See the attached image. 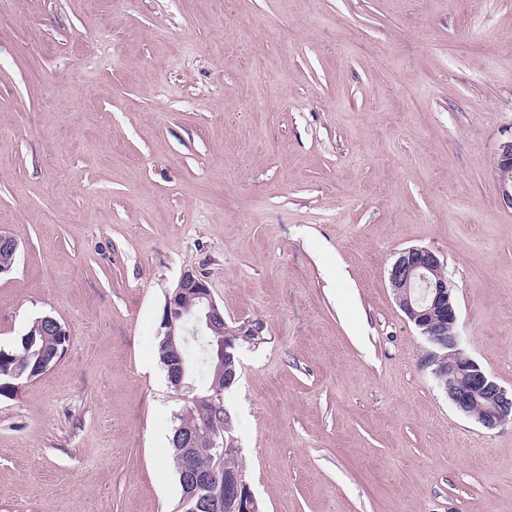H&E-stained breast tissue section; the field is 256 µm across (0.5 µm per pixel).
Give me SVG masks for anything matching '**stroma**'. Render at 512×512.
I'll list each match as a JSON object with an SVG mask.
<instances>
[{
  "mask_svg": "<svg viewBox=\"0 0 512 512\" xmlns=\"http://www.w3.org/2000/svg\"><path fill=\"white\" fill-rule=\"evenodd\" d=\"M512 0H0V512H184L165 296L262 325L224 392L261 512H512V424L458 414L388 269L444 262L512 386ZM494 173L498 182L500 201L504 207L512 209V138L500 145ZM40 318H37L28 331L20 340L9 348H1L0 352V395L14 393L15 389L7 385L13 384V379L6 373L8 369L16 365L26 366L27 369L36 368L40 361V353L43 349H53L55 346L61 347L63 336H42Z\"/></svg>",
  "mask_w": 512,
  "mask_h": 512,
  "instance_id": "35a3bbf8",
  "label": "stroma"
}]
</instances>
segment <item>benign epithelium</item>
Listing matches in <instances>:
<instances>
[{"instance_id":"1","label":"benign epithelium","mask_w":512,"mask_h":512,"mask_svg":"<svg viewBox=\"0 0 512 512\" xmlns=\"http://www.w3.org/2000/svg\"><path fill=\"white\" fill-rule=\"evenodd\" d=\"M494 173L500 201L512 209V140L500 145ZM443 268V261L428 248L402 250L389 270L394 299L425 336L429 348L423 366L432 368L455 410L483 428L494 430L512 422V389L500 385L462 348L457 333L458 307L448 281L440 277ZM185 295L195 299L197 309L184 315L178 303ZM185 323L207 340L213 360L215 384L201 394L182 356L187 342L183 336ZM160 328L172 356L167 377L184 406L204 400L214 409H224V386L218 381H231L224 375V361L233 357L237 340L251 341V337L260 335L261 326L249 321L235 328L229 326L224 309L214 300L205 277L186 270L166 296ZM441 352L448 362L437 360ZM172 443L180 449L183 458L181 482L185 489V512H258V502L245 474L226 476L222 467L210 470L195 467L196 456L203 452L222 461L225 453L236 450L234 441L224 439L223 426L206 422L180 425L174 429Z\"/></svg>"}]
</instances>
